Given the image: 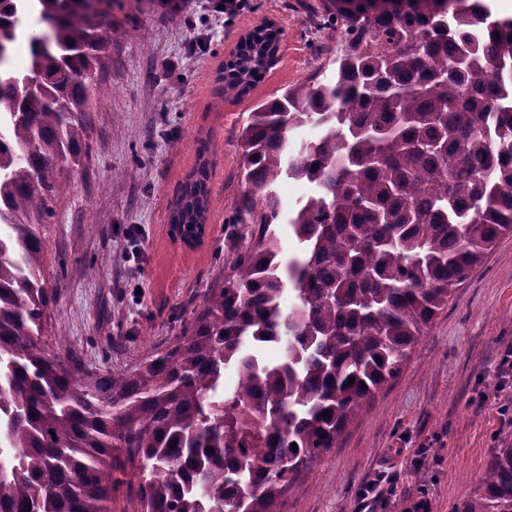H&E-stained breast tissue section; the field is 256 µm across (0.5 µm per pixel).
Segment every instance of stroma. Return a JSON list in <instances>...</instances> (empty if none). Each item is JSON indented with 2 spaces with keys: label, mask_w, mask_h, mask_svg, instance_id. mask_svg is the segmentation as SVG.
Instances as JSON below:
<instances>
[{
  "label": "stroma",
  "mask_w": 512,
  "mask_h": 512,
  "mask_svg": "<svg viewBox=\"0 0 512 512\" xmlns=\"http://www.w3.org/2000/svg\"><path fill=\"white\" fill-rule=\"evenodd\" d=\"M323 0H246L225 18L207 0H115L112 22L129 37L90 89L80 167L41 231L57 333L105 375L139 364L177 334L232 258L229 220L242 190L238 131L259 102L326 66L318 28ZM280 34L279 59L249 94L219 99L218 78L241 36L264 22ZM207 142L211 208L201 243L169 234L168 214ZM512 234L500 237L455 288L401 374L349 425L286 496L283 512H354L360 488L388 477L376 512H460L487 461L512 447Z\"/></svg>",
  "instance_id": "35a3bbf8"
}]
</instances>
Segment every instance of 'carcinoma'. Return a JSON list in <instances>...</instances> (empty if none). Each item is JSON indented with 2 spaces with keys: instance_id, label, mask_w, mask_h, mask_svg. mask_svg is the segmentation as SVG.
Listing matches in <instances>:
<instances>
[{
  "instance_id": "1",
  "label": "carcinoma",
  "mask_w": 512,
  "mask_h": 512,
  "mask_svg": "<svg viewBox=\"0 0 512 512\" xmlns=\"http://www.w3.org/2000/svg\"><path fill=\"white\" fill-rule=\"evenodd\" d=\"M106 2L0 0V512H110L123 485L130 512H280L512 233V19L485 0H326L336 77L285 89L239 131L246 188L230 223L250 244L165 349L97 377L41 343L56 328L40 228L64 194L57 171L80 165L89 86L122 35ZM278 42L249 31L218 96L249 93ZM306 126L317 134L292 147ZM207 151L169 213L181 239L205 229ZM285 178L313 185L289 214ZM280 224L299 248L288 259ZM463 512H512V448Z\"/></svg>"
}]
</instances>
